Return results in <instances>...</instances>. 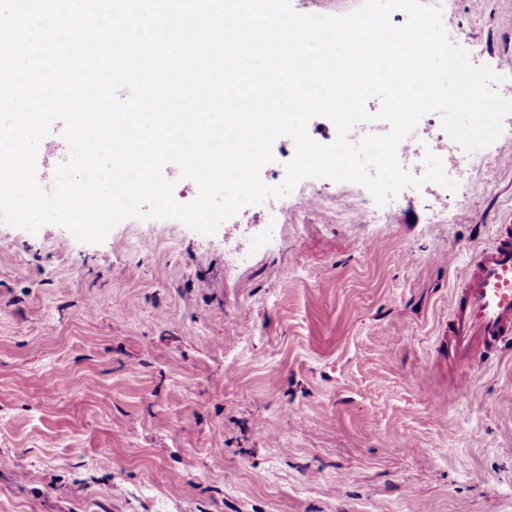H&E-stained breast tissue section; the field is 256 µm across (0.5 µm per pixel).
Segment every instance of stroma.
<instances>
[{"instance_id": "35a3bbf8", "label": "stroma", "mask_w": 512, "mask_h": 512, "mask_svg": "<svg viewBox=\"0 0 512 512\" xmlns=\"http://www.w3.org/2000/svg\"><path fill=\"white\" fill-rule=\"evenodd\" d=\"M442 21L512 100V0ZM483 153L384 224L332 182L283 234L0 223V512H512V357L436 342L512 220V152ZM228 247L254 254L234 275Z\"/></svg>"}]
</instances>
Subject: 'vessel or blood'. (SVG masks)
<instances>
[{
    "mask_svg": "<svg viewBox=\"0 0 512 512\" xmlns=\"http://www.w3.org/2000/svg\"><path fill=\"white\" fill-rule=\"evenodd\" d=\"M440 347L449 362L476 366L512 350V224L461 270Z\"/></svg>",
    "mask_w": 512,
    "mask_h": 512,
    "instance_id": "1",
    "label": "vessel or blood"
}]
</instances>
